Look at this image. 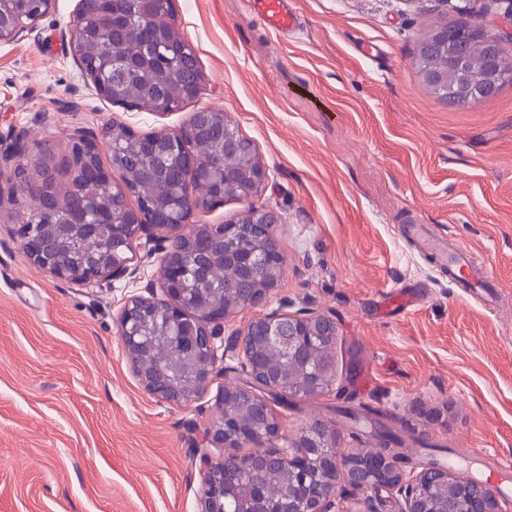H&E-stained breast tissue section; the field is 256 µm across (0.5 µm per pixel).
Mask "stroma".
<instances>
[{"instance_id": "obj_1", "label": "stroma", "mask_w": 512, "mask_h": 512, "mask_svg": "<svg viewBox=\"0 0 512 512\" xmlns=\"http://www.w3.org/2000/svg\"><path fill=\"white\" fill-rule=\"evenodd\" d=\"M77 5L57 0L33 33L0 43V135L34 155L113 120L146 134L223 110L269 181L188 222L266 207L283 255L266 301L225 317V343L281 306L336 323L333 388L277 408L283 435L324 421L339 447H371L337 416L347 403L408 431L407 453L423 440L475 452L471 477L497 485L512 464V81L467 105L431 94L416 63L432 25L419 0H293L300 25L285 37L248 0H173L202 89L156 115L97 94L70 48ZM19 211L0 201V512H198L196 441L220 389L245 376L221 372L179 406L148 394L118 314L158 283L159 255L140 238L133 276L70 282L22 252ZM408 224L478 256L487 293L449 277ZM396 284L416 294L407 310L386 304Z\"/></svg>"}]
</instances>
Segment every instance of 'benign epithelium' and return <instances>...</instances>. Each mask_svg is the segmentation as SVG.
<instances>
[{
  "label": "benign epithelium",
  "mask_w": 512,
  "mask_h": 512,
  "mask_svg": "<svg viewBox=\"0 0 512 512\" xmlns=\"http://www.w3.org/2000/svg\"><path fill=\"white\" fill-rule=\"evenodd\" d=\"M26 2L28 7L24 11L29 15L26 21L18 13H6L0 8V42L34 31L38 21L55 7V0ZM87 3L89 0H79L73 16V53L97 93L115 100L122 97L120 83L127 77L126 66L109 56L97 57L90 63L77 49V35L83 31ZM143 39L149 57L160 64L167 62L169 50L155 40L152 27L144 29ZM472 39L482 41L490 58L494 59L501 48L512 46V31L493 33L464 27L450 33L446 28L437 29L421 41L418 47L420 58L442 53L454 65L468 57ZM422 74L431 93L460 105L493 98L503 80V75L486 69L471 76L472 90L460 93L448 85V73L424 68ZM206 116L215 117L220 124L223 136L218 145L222 147L223 154L237 158L235 165L219 173L186 154L188 145L211 128V123L204 120ZM136 135L137 132L125 124L121 129L103 127L98 141L81 135L69 137L66 160L70 170L78 172V180L71 188L73 205L62 211L61 218L56 213H46L40 202L25 190L33 167H38L41 180L50 172L53 150L44 147L39 160L26 163V147L17 142L0 143V178L8 176L14 200L35 215L32 220H21L15 225L16 240L30 260L57 277L76 283L116 280L130 274L133 239L146 229V214L156 206L151 195L137 188L131 190L126 184L121 141ZM103 149L110 158L107 167L101 161ZM152 150L181 156L185 160L187 176L178 194L168 203L171 208L169 218L159 227L174 232V239L186 242L187 248L163 251L160 292L150 290L146 296L133 294L125 299L118 331L127 359L144 389L172 405L187 403L205 394L212 384L217 364L226 359L230 351H239L241 359L237 370L249 379L247 388L225 387L216 395L220 418L204 431L198 444L202 477L199 512L224 510V498L229 495V487L222 478L224 457L256 441L263 451L240 457V468L266 467L286 461L295 471V480L307 490L301 500L288 495V512H336L339 489L344 483L354 489H370L378 496L387 494L394 504V512H437L438 500L434 489L439 486V480L452 476L450 472L437 473L427 467L411 473L400 472L392 466L389 458L375 453L346 459L334 441L325 444L304 436L290 443L281 437L277 425L263 435L245 420V416L229 409L230 404H239L250 415L271 424L272 402L289 396L282 377L265 370L259 358L246 351L249 342L261 340L275 344L288 354V359L300 363L307 356L312 340L336 335V325L333 319L323 314L301 316L277 309L254 318L234 344L224 346V316L229 309L205 296V289L185 287V273L188 267H193L198 282L202 284L209 280L216 266L231 265L245 275L244 282L251 285V290L244 294L237 306L251 308L261 305L276 281L255 285L248 273L264 265L273 266L262 239L269 233L271 225L277 223V217L269 210L251 208L233 224L189 226L183 215L223 200L224 186L229 183L237 185L241 198L256 195L266 186L268 171L255 148L246 146L245 138L224 111L217 109L193 112L181 127L155 132ZM132 197L137 198L135 208L129 204ZM62 225H70L82 235L97 239L100 249L82 255L74 262L63 260L55 245L56 230ZM159 315L167 323L176 325L180 335L196 342L189 357L191 391L185 394L177 393L180 379L157 375L145 361L151 348L148 328ZM316 454L321 455L326 468L335 472L336 479L317 483L311 478L306 465L310 456ZM453 500L452 512H503L497 497L470 496L466 483L462 481L458 482Z\"/></svg>",
  "instance_id": "obj_1"
}]
</instances>
